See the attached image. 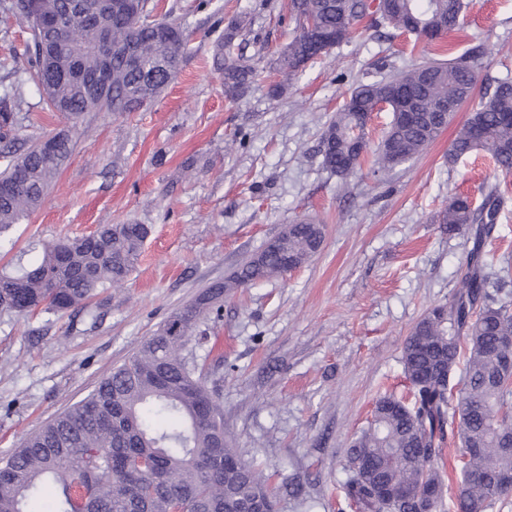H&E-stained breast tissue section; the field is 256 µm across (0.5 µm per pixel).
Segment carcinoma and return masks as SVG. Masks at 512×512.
<instances>
[{
	"mask_svg": "<svg viewBox=\"0 0 512 512\" xmlns=\"http://www.w3.org/2000/svg\"><path fill=\"white\" fill-rule=\"evenodd\" d=\"M370 7L368 0H290L294 35L275 70L292 80L309 61L350 39ZM463 9V0H379L374 14L387 28L434 43L460 26ZM12 18L26 21L31 31L27 80L45 88L47 108L75 129L87 112H130L136 98L155 101L180 68L183 34L165 37L157 22L110 13L98 0H0V22ZM100 28L109 33L112 67L98 91L86 78L100 67L93 50ZM241 31V24L230 23L216 41L214 66L230 100L243 95L255 75L243 58L224 53ZM483 58L476 45L355 87L323 131V167L340 178L359 169L369 148L365 113L385 107L392 120L372 152L374 172L412 160L453 119L449 103L472 94ZM25 81L0 101L17 104ZM396 89L410 97L417 122L402 120ZM19 124L18 113L0 112V141L17 138ZM53 138L52 155L40 141L22 152H0V239L43 203L69 159L72 138L63 132ZM479 151L502 174L512 173V79L496 81L481 97L449 157ZM499 206L492 189L479 207L467 196H452L439 215L448 234L472 235L473 248L452 301L430 309L405 340L406 394L380 396L369 427L352 441L343 492L356 512H393L379 494L382 485L405 493L398 512H444V495L431 492L445 486V447L451 443L466 458L456 512H490L509 494L494 478L512 470V366L497 346L499 337L512 336V295L494 287L482 260ZM149 233L146 224H105L91 236L32 245L0 269V310L87 308L95 292L125 282ZM323 238V225L313 219L286 225L228 279L174 312L83 400L28 435L0 462V512H27L28 501L47 483L57 492L51 512H245L254 503L273 512L268 479L224 437L220 395L197 375L185 350L196 319L212 302L288 273L289 262L303 266Z\"/></svg>",
	"mask_w": 512,
	"mask_h": 512,
	"instance_id": "carcinoma-1",
	"label": "carcinoma"
}]
</instances>
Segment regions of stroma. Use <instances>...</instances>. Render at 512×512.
<instances>
[{
	"mask_svg": "<svg viewBox=\"0 0 512 512\" xmlns=\"http://www.w3.org/2000/svg\"><path fill=\"white\" fill-rule=\"evenodd\" d=\"M465 24L444 42L485 48L478 86L512 78V0H464ZM288 0H158L187 37L180 73L150 108L86 115L74 151L43 205L14 225L0 267L31 241L89 235L104 224L152 232L128 280L89 311L0 312V459L85 398L176 309L224 281L288 224L314 217L320 250L299 270L225 296L188 343L224 408V432L245 462L260 461L275 512H351L342 499L346 451L385 390L402 388L403 344L433 307L448 304L465 271L466 238L436 221L449 196L503 204L485 245L493 270L512 268V175L485 154L457 161L452 140L470 98L417 157L385 175L343 179L322 165L321 134L351 91L419 63L433 48L391 36L368 15L354 37L287 83L274 61L292 37ZM231 48L257 71L247 92L224 96L213 47L232 21ZM26 25L0 32V89L27 65ZM21 139L69 130L25 86Z\"/></svg>",
	"mask_w": 512,
	"mask_h": 512,
	"instance_id": "stroma-1",
	"label": "stroma"
}]
</instances>
